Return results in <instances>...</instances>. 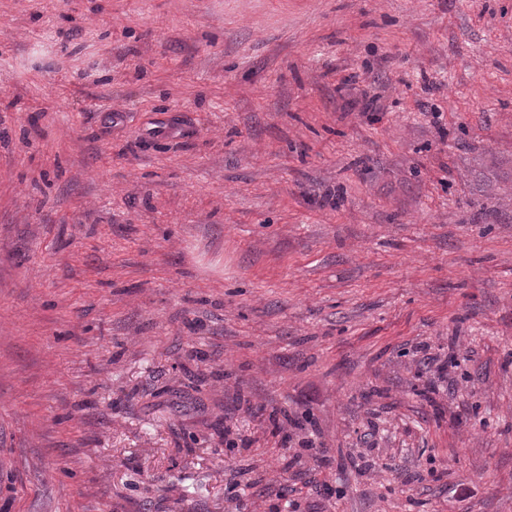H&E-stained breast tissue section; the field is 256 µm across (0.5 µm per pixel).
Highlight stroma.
I'll return each mask as SVG.
<instances>
[{
    "mask_svg": "<svg viewBox=\"0 0 512 512\" xmlns=\"http://www.w3.org/2000/svg\"><path fill=\"white\" fill-rule=\"evenodd\" d=\"M287 501L512 512V0H0V512Z\"/></svg>",
    "mask_w": 512,
    "mask_h": 512,
    "instance_id": "35a3bbf8",
    "label": "stroma"
}]
</instances>
